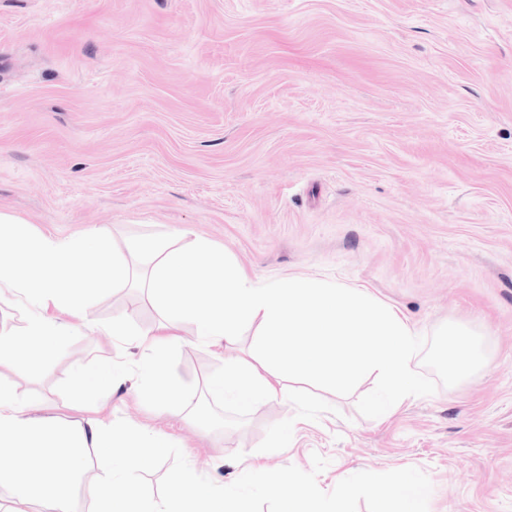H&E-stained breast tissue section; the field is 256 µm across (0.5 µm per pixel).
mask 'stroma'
<instances>
[{"label": "stroma", "mask_w": 512, "mask_h": 512, "mask_svg": "<svg viewBox=\"0 0 512 512\" xmlns=\"http://www.w3.org/2000/svg\"><path fill=\"white\" fill-rule=\"evenodd\" d=\"M0 210L41 234L116 245L214 242L252 277L368 288L424 334L479 332L488 369L385 420L359 396L295 420L277 398L213 432L147 407L127 378L102 416L166 435L219 485L288 465L423 471L434 512H512V0H0ZM155 334L133 289L71 318L79 337L24 382L74 427L56 386L94 359H140L102 321ZM177 372L202 385L237 351L182 330ZM294 418L289 446L262 452Z\"/></svg>", "instance_id": "obj_1"}]
</instances>
